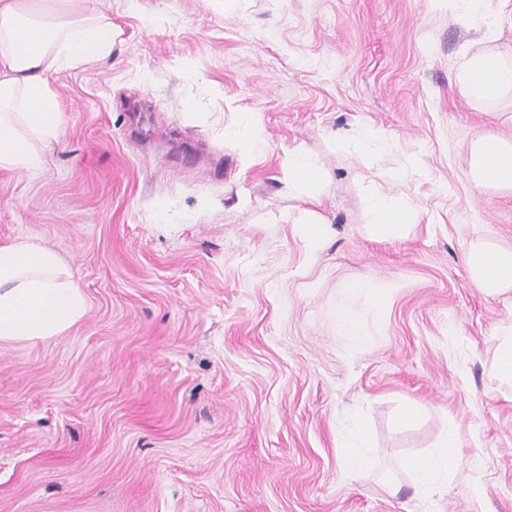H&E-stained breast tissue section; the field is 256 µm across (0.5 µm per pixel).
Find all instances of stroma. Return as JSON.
Returning a JSON list of instances; mask_svg holds the SVG:
<instances>
[{
    "instance_id": "35a3bbf8",
    "label": "stroma",
    "mask_w": 512,
    "mask_h": 512,
    "mask_svg": "<svg viewBox=\"0 0 512 512\" xmlns=\"http://www.w3.org/2000/svg\"><path fill=\"white\" fill-rule=\"evenodd\" d=\"M103 6L111 56L51 79L60 145L0 169V245L51 248L88 301L61 336L0 342V512H512L494 369L512 289L485 294L463 262L479 239L512 246V189L469 174L472 140L512 139V92L486 108L457 82L481 20L448 0ZM297 149L319 200L284 182ZM376 193L416 211L404 237L367 234ZM315 208L313 251L296 220ZM353 280L390 296L374 308ZM355 421L365 473L339 454ZM447 423L458 457L426 497L401 464Z\"/></svg>"
}]
</instances>
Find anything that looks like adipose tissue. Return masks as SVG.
I'll list each match as a JSON object with an SVG mask.
<instances>
[{"label": "adipose tissue", "mask_w": 512, "mask_h": 512, "mask_svg": "<svg viewBox=\"0 0 512 512\" xmlns=\"http://www.w3.org/2000/svg\"><path fill=\"white\" fill-rule=\"evenodd\" d=\"M112 18L90 0H0V168L35 172L59 143L64 123L51 79L112 51ZM458 83L473 102L491 104L512 89V61L480 48L461 62ZM479 186L512 188V141L485 133L469 147ZM416 212L406 203L371 196L367 230L403 237ZM473 282L487 294L512 288V249L478 240L465 254ZM87 298L52 249L26 240L0 246V341H46L83 318ZM458 444L454 426L441 431L436 454L404 467L432 494Z\"/></svg>", "instance_id": "adipose-tissue-1"}]
</instances>
